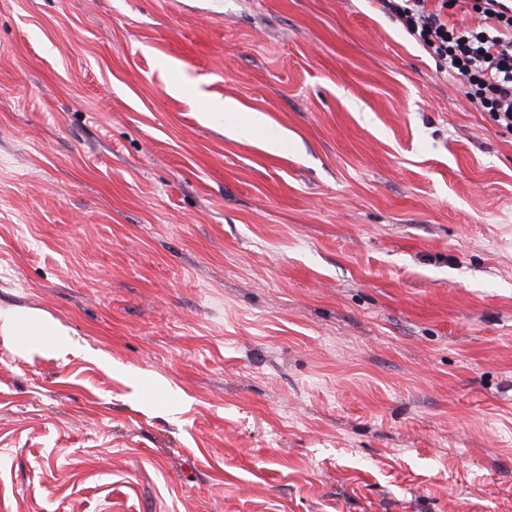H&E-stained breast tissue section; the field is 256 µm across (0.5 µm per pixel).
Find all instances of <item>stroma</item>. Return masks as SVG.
Listing matches in <instances>:
<instances>
[{
  "label": "stroma",
  "instance_id": "obj_1",
  "mask_svg": "<svg viewBox=\"0 0 512 512\" xmlns=\"http://www.w3.org/2000/svg\"><path fill=\"white\" fill-rule=\"evenodd\" d=\"M0 313V512H512V131L379 0H0Z\"/></svg>",
  "mask_w": 512,
  "mask_h": 512
}]
</instances>
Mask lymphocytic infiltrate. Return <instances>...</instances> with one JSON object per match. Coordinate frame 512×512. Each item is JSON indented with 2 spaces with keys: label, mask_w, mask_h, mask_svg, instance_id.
Segmentation results:
<instances>
[{
  "label": "lymphocytic infiltrate",
  "mask_w": 512,
  "mask_h": 512,
  "mask_svg": "<svg viewBox=\"0 0 512 512\" xmlns=\"http://www.w3.org/2000/svg\"><path fill=\"white\" fill-rule=\"evenodd\" d=\"M473 25L448 20V0H381L443 71L462 79L468 99L512 130V0H466Z\"/></svg>",
  "instance_id": "obj_1"
}]
</instances>
